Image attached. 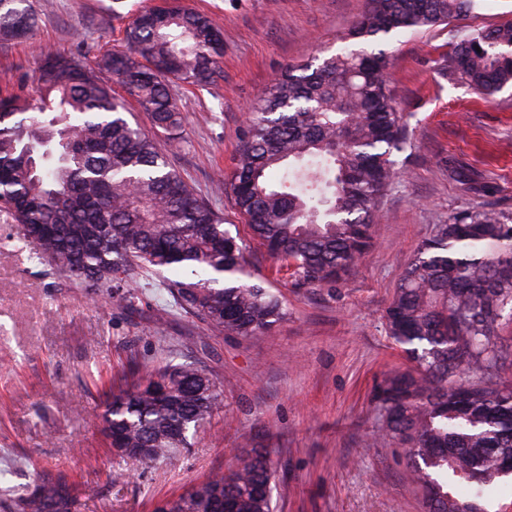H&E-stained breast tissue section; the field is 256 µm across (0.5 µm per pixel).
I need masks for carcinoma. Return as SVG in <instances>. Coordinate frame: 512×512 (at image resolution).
<instances>
[{"mask_svg":"<svg viewBox=\"0 0 512 512\" xmlns=\"http://www.w3.org/2000/svg\"><path fill=\"white\" fill-rule=\"evenodd\" d=\"M369 0L347 34L351 49L289 64L251 108L231 173L220 179L255 237L300 287L346 275L368 249L377 201L395 174L406 126L390 96L388 60L367 46L403 28L473 12L476 0ZM31 0H0V40L34 34ZM128 50L90 66L47 54L26 97L0 96V209L32 254L93 292L133 306L140 281L157 280L171 307L230 336L271 330L286 312L252 281L237 237L123 115L120 84L170 142L182 118L168 82L215 84L224 37L198 11L156 5L135 15ZM445 72L488 98L512 86V22L462 39ZM283 172L279 185L268 178ZM166 272L181 275L178 280ZM512 310V215L461 212L438 225L405 268L385 309L388 336L418 363L395 373L375 401L385 434L406 448L411 481L429 512H487L479 504L512 461V388L499 319ZM224 382L195 362L169 361L112 393L104 432L112 453L148 469L176 458L222 403ZM464 481L475 501L450 487ZM274 471L258 453L227 475L174 499L166 512H273ZM78 488L44 477L6 512H70Z\"/></svg>","mask_w":512,"mask_h":512,"instance_id":"carcinoma-1","label":"carcinoma"}]
</instances>
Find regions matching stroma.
<instances>
[{
    "instance_id": "obj_1",
    "label": "stroma",
    "mask_w": 512,
    "mask_h": 512,
    "mask_svg": "<svg viewBox=\"0 0 512 512\" xmlns=\"http://www.w3.org/2000/svg\"><path fill=\"white\" fill-rule=\"evenodd\" d=\"M33 39L0 43V89L23 95L44 52L87 59L127 47L125 29L157 0H32ZM224 33V78L174 83L183 139L158 148L224 216L257 282L287 312L270 332L209 335L198 319L157 322L166 290L126 308L32 259L0 212V496L63 472L79 488L72 512H153L260 449L275 469L276 512H425L411 462L383 436L377 381L415 364L386 333L385 309L418 247L463 211L512 213V87L485 100L440 65L477 29L512 20V0H480L469 17L374 43L409 140L379 200L371 246L338 282L296 287L277 272L218 179L230 171L246 112L284 66L340 53L367 0H178ZM185 355L224 382V407L173 462L139 470L112 456L103 414L112 392Z\"/></svg>"
}]
</instances>
